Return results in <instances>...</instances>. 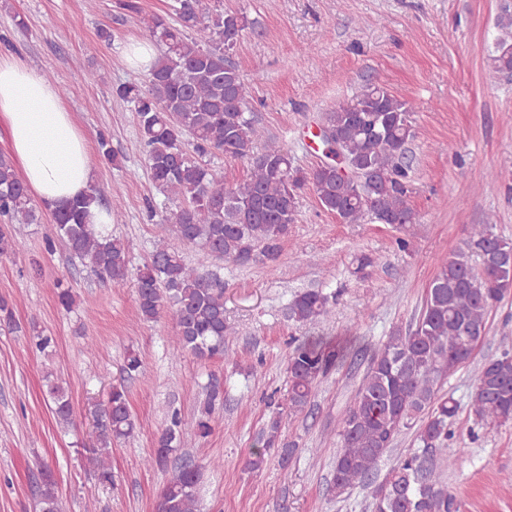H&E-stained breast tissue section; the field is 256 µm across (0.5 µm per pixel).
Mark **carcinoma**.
<instances>
[{
    "mask_svg": "<svg viewBox=\"0 0 512 512\" xmlns=\"http://www.w3.org/2000/svg\"><path fill=\"white\" fill-rule=\"evenodd\" d=\"M147 39L158 54L144 83H125L113 93L132 106L151 179L169 203L157 222L158 243L136 275L139 319L155 322L172 315L174 350L200 360L224 354L232 332L224 320V284L186 263L183 252L167 242L169 227L180 243L239 265L260 263L274 270L282 242L296 222L302 191L312 188L320 208L344 224L367 220L383 224L416 223L410 204L412 166L409 145L415 138L409 101L386 87L370 83L360 94L323 113L321 127L340 147L344 176L333 163L306 171L294 165L288 151L267 135L247 106L243 78L230 59L247 18L224 9L220 0H171L163 15L141 18ZM500 35L490 54V67L512 76V4L505 2L497 18ZM204 33V39L190 32ZM221 153L246 160V180L226 185L206 157ZM97 162L118 168L122 161L104 134L98 137ZM100 191L75 200L52 215L46 248L64 244L102 280L115 284L128 276L124 243L98 232L88 221L92 204H103ZM0 256H9L17 241L13 224H39L41 211L13 161L0 155ZM494 223L469 225L464 248L443 261L429 284L415 323L394 330L373 352L366 372L339 423L338 446L330 491L343 499L357 486L372 488L373 512H460L448 489L449 420L455 401L441 392L448 375L463 367L475 340H485L489 313L512 292V242L493 232ZM477 264H472L471 260ZM330 312V295L309 289L294 293L286 314L291 321L313 323ZM344 352L333 342L302 341L285 357L288 403L273 417L252 450L258 468L275 447L283 417L302 411L317 384L327 377ZM46 401L56 421L75 426L69 394L58 383L48 385ZM224 402V388L212 378L197 414L185 420L174 414L157 439L148 464L170 469L158 493L157 512H200L196 486L199 467L191 460L168 467L191 428L201 438L212 430L211 416ZM476 422L499 427L512 423V355L504 353L479 369L470 399ZM96 445L84 449L99 479L112 483V444L135 430L127 391L114 385L97 408ZM416 428V447L404 450L381 481L378 466L393 450L404 429ZM41 512H58L52 473L42 468L36 487Z\"/></svg>",
    "mask_w": 512,
    "mask_h": 512,
    "instance_id": "1",
    "label": "carcinoma"
}]
</instances>
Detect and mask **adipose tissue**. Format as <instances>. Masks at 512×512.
Instances as JSON below:
<instances>
[{
  "label": "adipose tissue",
  "mask_w": 512,
  "mask_h": 512,
  "mask_svg": "<svg viewBox=\"0 0 512 512\" xmlns=\"http://www.w3.org/2000/svg\"><path fill=\"white\" fill-rule=\"evenodd\" d=\"M0 121L34 199L54 210L90 193L85 134L43 74L8 52L0 53Z\"/></svg>",
  "instance_id": "obj_1"
}]
</instances>
